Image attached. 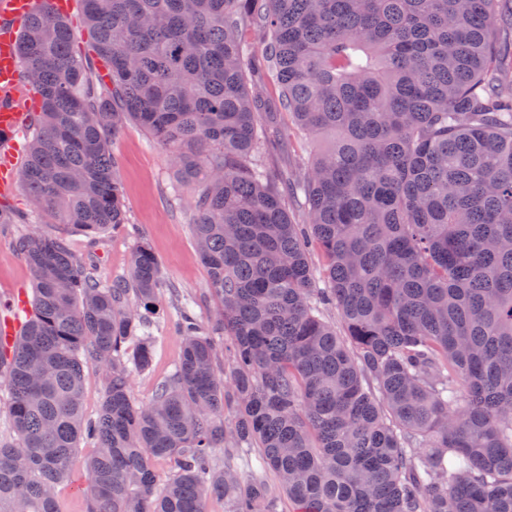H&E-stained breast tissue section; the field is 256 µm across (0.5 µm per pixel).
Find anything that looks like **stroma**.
Masks as SVG:
<instances>
[{
    "label": "stroma",
    "instance_id": "1",
    "mask_svg": "<svg viewBox=\"0 0 512 512\" xmlns=\"http://www.w3.org/2000/svg\"><path fill=\"white\" fill-rule=\"evenodd\" d=\"M117 161L116 173L121 184L129 224L150 244L163 270L168 287L195 297L196 313L209 319L217 313L218 302L210 289L209 273L196 244L191 225L193 185L179 182L166 150L152 141L137 124H127L112 145ZM11 206L27 217V229L65 232L72 254L99 276L108 278L125 274L130 266L133 240L126 226L101 235L63 231L35 213L22 187H15L9 197ZM20 227L0 226V316L7 315L18 298L31 288V272L18 255L12 240ZM176 313L169 297H161L152 315L155 358L149 372L135 375L132 396L142 405L155 395L158 383L177 361L183 345L174 325ZM89 448H80L72 462V477L56 490L59 512H87V502L79 490L84 479Z\"/></svg>",
    "mask_w": 512,
    "mask_h": 512
}]
</instances>
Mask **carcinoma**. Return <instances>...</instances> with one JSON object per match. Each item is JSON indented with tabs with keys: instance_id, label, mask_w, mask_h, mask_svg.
Instances as JSON below:
<instances>
[{
	"instance_id": "obj_1",
	"label": "carcinoma",
	"mask_w": 512,
	"mask_h": 512,
	"mask_svg": "<svg viewBox=\"0 0 512 512\" xmlns=\"http://www.w3.org/2000/svg\"><path fill=\"white\" fill-rule=\"evenodd\" d=\"M82 7L95 59L71 54L75 33L46 4L20 30L40 96L20 181L58 224H125L112 141L139 125L196 185L193 232L219 310L202 322L173 294L183 349L137 406L131 379L152 363L162 285L148 243L104 280L64 234H18L32 288L19 331L0 332V512H58L83 439L88 512H207L211 497L277 512L269 473L289 512H512V3ZM249 28L263 31L280 107L322 143L301 175L264 157L277 131L248 86L237 35ZM89 368L106 379L90 421ZM243 448L259 462L246 477L217 466L216 452ZM156 458L173 461L164 481Z\"/></svg>"
}]
</instances>
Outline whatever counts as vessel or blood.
<instances>
[{
  "label": "vessel or blood",
  "mask_w": 512,
  "mask_h": 512,
  "mask_svg": "<svg viewBox=\"0 0 512 512\" xmlns=\"http://www.w3.org/2000/svg\"><path fill=\"white\" fill-rule=\"evenodd\" d=\"M37 0H0V195L14 184L15 167L23 148V135L36 118L34 98L23 85L17 53V24L35 13Z\"/></svg>",
  "instance_id": "vessel-or-blood-1"
}]
</instances>
